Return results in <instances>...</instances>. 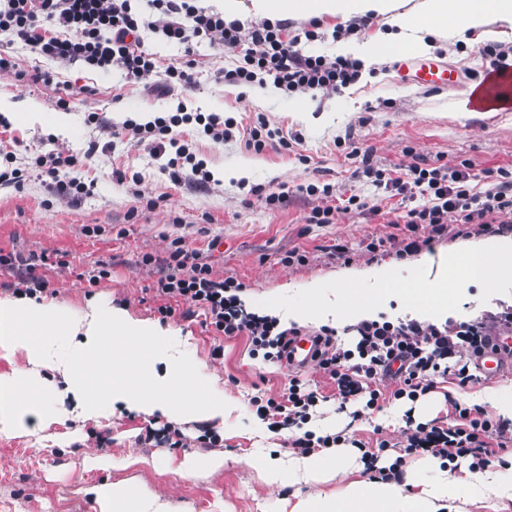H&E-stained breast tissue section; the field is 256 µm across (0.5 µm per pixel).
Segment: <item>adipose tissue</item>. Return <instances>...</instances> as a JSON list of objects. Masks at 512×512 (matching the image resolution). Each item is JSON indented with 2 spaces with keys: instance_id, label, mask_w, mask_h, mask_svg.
<instances>
[{
  "instance_id": "ef3b65f1",
  "label": "adipose tissue",
  "mask_w": 512,
  "mask_h": 512,
  "mask_svg": "<svg viewBox=\"0 0 512 512\" xmlns=\"http://www.w3.org/2000/svg\"><path fill=\"white\" fill-rule=\"evenodd\" d=\"M386 18L391 30L364 42L345 45L355 57L388 60L399 53L427 50V36L463 35L469 29L512 31V0H224L225 20L251 18ZM484 282L512 274V243L486 241L463 259ZM175 333L157 324L134 320L120 308L90 307L80 318L65 308L27 298H0V354L24 353L27 370L0 376V436L24 432L29 417L40 414L56 386L41 374H60L72 392L79 416L93 418L117 406H136L174 418L222 417L223 402L212 399L192 378L189 365L172 363L165 375L146 368L152 351L168 349ZM350 448L311 454L289 463L264 465L269 481L292 482L332 469L352 472ZM435 477L421 481L413 470L396 480H356L339 494H316L298 500L291 512H462L468 502L487 503L492 512H512V465L495 470L475 468L466 476L432 460ZM84 492L99 512H168L167 504L141 494L125 482L101 481Z\"/></svg>"
}]
</instances>
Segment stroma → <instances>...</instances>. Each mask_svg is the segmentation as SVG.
<instances>
[{
    "label": "stroma",
    "mask_w": 512,
    "mask_h": 512,
    "mask_svg": "<svg viewBox=\"0 0 512 512\" xmlns=\"http://www.w3.org/2000/svg\"><path fill=\"white\" fill-rule=\"evenodd\" d=\"M383 18L367 22L322 18L289 20V35L299 36V49L307 55H340L344 44L366 41L386 30ZM316 32L313 40L305 30ZM496 42L512 49V32L488 39L483 31L467 30L464 36L433 38L427 56L458 70L453 86H427L403 79L398 60L372 65L359 79L340 91L285 93L273 85L228 86L225 68L235 56L201 41L191 47L172 44L146 33L145 46L161 65L190 58L198 74L196 84L179 96L155 91L158 75L140 83L126 81L118 69L96 70L81 64L61 65L13 46L28 79L0 73V104L11 103L23 112H38L42 122H12L0 140L18 139L16 162L33 165L37 155L59 146L84 152L90 141L99 148L77 175L92 185L89 195L74 204L52 195L42 178L34 176L19 190L0 188V248L35 263L50 282L44 300L67 308L72 316L91 305L126 310L133 318L160 324L180 335V357L194 366L196 378L210 395L224 402L219 419L186 417L170 420L154 413L124 408L98 418H77L50 398L46 412L55 416L50 425L32 420L26 433L0 437V512H98L96 503L83 494L86 483L103 479L127 482L141 492L167 502L169 512H290L299 498L318 492L342 491L350 478L374 480L381 468L397 461L399 470L412 469L431 480L429 455L406 454L408 423L448 427L455 425L453 403L495 415L488 391L512 392V372L480 378L459 385L454 376L436 378L432 388L417 401L390 400L381 409H365L363 402L339 404L329 380L315 368L304 370L311 386L326 399L313 419L316 433H339L362 441L375 453L373 464H360L352 476L326 472L296 485L269 483L263 460L288 462L295 454L288 442L297 428L271 430L256 414L253 399H281L288 373L279 365L252 355L247 337L215 335L202 309L184 315L176 304L172 317L161 318L162 300L152 286L158 278L156 260L167 257L173 239L203 250L217 279L232 277L246 286L243 300L252 311L278 317L283 325L306 333L321 327L336 328V342L351 347L355 325L361 317L385 314L442 323L446 319L471 320L512 307V275L488 285L461 278L448 297L447 310L437 313L394 292H381L365 272L390 267L396 282L435 283L444 277L449 255H462L484 242V235H459L449 223L447 236L431 247L397 257L389 247L368 252L366 243L391 236L404 237V226L394 225L396 214L415 207V200L389 196L367 178L355 177L362 151H369L374 168L391 178H404L406 167H467L474 191H485L501 172L512 173V101L491 110L473 109L461 116L457 104L475 100L473 91L490 68L483 49ZM50 69L58 85L33 81L31 72ZM66 97L67 107L57 105ZM188 110L217 113L242 124L265 118L270 127L288 138V151L255 153L241 140L215 143L195 139L196 157L213 175L211 190L197 193L173 184L142 148L111 140L86 121L88 113L104 112L115 122L128 118L146 121L159 112ZM64 114L69 128H52L51 118ZM141 172L138 192L117 180L116 171ZM294 194L282 206L269 209L249 198L251 187L264 191L279 185ZM329 185L337 210L332 223L311 224L307 218L316 198L299 194L298 186ZM364 202V209L347 208L350 196ZM349 245L348 260L336 257L333 247ZM305 251L303 264L290 265L289 251ZM68 252L67 266L55 263V254ZM154 258L144 264V255ZM105 267L108 275L97 284L89 271ZM323 289L320 297L308 292L311 283ZM357 296L374 297L367 314L353 308ZM222 347L223 357L213 355ZM174 425L179 447L156 443V430ZM215 441H208V434ZM389 448L379 449L381 440ZM111 456L110 472H87L85 456ZM224 456L223 467L212 471L197 467V460Z\"/></svg>",
    "instance_id": "35a3bbf8"
}]
</instances>
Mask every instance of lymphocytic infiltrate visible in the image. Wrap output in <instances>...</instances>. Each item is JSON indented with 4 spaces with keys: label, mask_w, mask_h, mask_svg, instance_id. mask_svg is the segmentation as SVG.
Wrapping results in <instances>:
<instances>
[{
    "label": "lymphocytic infiltrate",
    "mask_w": 512,
    "mask_h": 512,
    "mask_svg": "<svg viewBox=\"0 0 512 512\" xmlns=\"http://www.w3.org/2000/svg\"><path fill=\"white\" fill-rule=\"evenodd\" d=\"M152 17H144L131 7V0H0V34L22 43L32 53L56 63L83 62L93 69L118 68L127 82L138 83L156 71L164 79L158 88L170 94L194 82V60L159 68L153 53L147 50L139 32L148 29L168 42L188 43L201 39L224 47L236 57L233 68L225 70L228 85H250L272 81L274 87L304 93L319 90L339 91L354 83L361 70L358 60L343 56L305 55L285 38V22L263 21L243 28L239 21H225L222 15L210 14L190 5L189 0H150ZM88 121L112 138L143 147L161 163L162 170L177 184H190L207 190L211 174L203 163L194 161L183 141L182 127H190L197 136L215 142L232 138L238 124L234 118L188 111L178 105L175 113L158 115L141 123L128 118L115 124L104 114L92 112ZM77 154L60 148L38 156L35 165L49 178L57 197L76 200L89 188L73 172L78 168ZM407 179L387 178L383 171L363 164V174L376 188L389 187L397 193L420 196L422 202L407 211L403 218L407 235L399 243V254L417 251L421 245L418 232L430 229L442 234L448 228L449 215L461 223L487 230L488 216L497 214L499 231L512 233V177L502 176L490 189L474 192L471 175L465 170L444 167L424 168L412 163ZM144 263L160 265V276L153 291L165 298L159 306L162 316L173 312L172 301L178 300L204 309L216 335L247 337L254 351L265 359L281 361L287 357L288 330L282 329L277 317L249 311L240 293L242 282L228 277L214 278L212 269L202 262L198 251L182 240H174L166 258H143ZM0 270L12 272L13 294L29 297L46 292L49 282L36 271L35 264L21 257L0 253ZM512 321V312L489 315L477 320L443 323L377 319L361 320L356 326L357 340L352 348L343 349L333 342V329L323 332L324 345L316 365L331 380L338 400L347 402L366 397L368 409H375L383 397L416 400L433 386L437 376L454 375L459 384L472 381L468 365L457 356L477 350L488 324L499 319ZM393 383L390 394L376 389L377 380ZM320 392L310 389L299 378H290L281 400H267L258 406L261 417L281 419L283 424L303 427L304 433L291 442L295 452L306 455L317 448H335L343 444L339 434L315 436L307 431ZM460 425L445 429L416 426L407 438L406 453L423 451L431 457L455 460L466 455L479 463H488L496 449L512 444V433L481 412L455 405Z\"/></svg>",
    "instance_id": "lymphocytic-infiltrate-1"
}]
</instances>
